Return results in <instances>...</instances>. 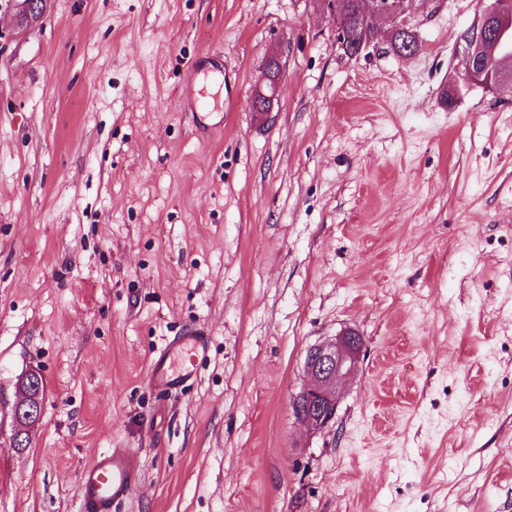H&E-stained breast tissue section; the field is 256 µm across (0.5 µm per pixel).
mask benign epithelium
<instances>
[{
  "label": "benign epithelium",
  "instance_id": "benign-epithelium-1",
  "mask_svg": "<svg viewBox=\"0 0 512 512\" xmlns=\"http://www.w3.org/2000/svg\"><path fill=\"white\" fill-rule=\"evenodd\" d=\"M414 0H363V9L374 19H384L393 30H412L410 19ZM46 0H19V17L39 18ZM501 18L499 7L491 2L471 26L475 35L468 39L459 54L452 83L470 87L479 85L488 91L512 94V69L496 64L488 71L480 66L484 56H496L497 47L492 40L496 21ZM363 342L353 332H344L331 341L313 346L305 360L307 383L301 390L297 405L298 418L308 428L318 430L335 417L339 384L357 369ZM42 405L41 375L37 371L26 373L20 382V395L13 406V419L18 429L13 436L14 445L21 446L25 428L39 420Z\"/></svg>",
  "mask_w": 512,
  "mask_h": 512
}]
</instances>
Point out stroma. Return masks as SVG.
Here are the masks:
<instances>
[{
    "instance_id": "35a3bbf8",
    "label": "stroma",
    "mask_w": 512,
    "mask_h": 512,
    "mask_svg": "<svg viewBox=\"0 0 512 512\" xmlns=\"http://www.w3.org/2000/svg\"><path fill=\"white\" fill-rule=\"evenodd\" d=\"M481 2L416 0L402 58L346 56L324 0H0V512H76L110 448L142 461L119 512H512V98L443 96ZM204 54L230 97L195 118ZM344 330L359 369L312 431L290 401ZM203 89L197 90L193 84H188L180 96V104L185 112H204L208 111V103L205 100ZM205 351V336H177L153 361L148 378L150 386L160 392H172L182 388L195 374L196 358L204 355ZM172 355L180 358L177 369L170 365ZM42 389L44 383L37 371H29L20 382V395L13 406V419L18 429L13 436L14 445L21 447L22 435H25V428L39 420L42 405Z\"/></svg>"
}]
</instances>
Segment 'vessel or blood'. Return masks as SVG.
Wrapping results in <instances>:
<instances>
[{
	"label": "vessel or blood",
	"instance_id": "obj_1",
	"mask_svg": "<svg viewBox=\"0 0 512 512\" xmlns=\"http://www.w3.org/2000/svg\"><path fill=\"white\" fill-rule=\"evenodd\" d=\"M206 351L204 336H179L170 341L153 361L149 383L154 390L172 392L195 374L194 364ZM141 460L128 448H110L81 471L77 512H116L131 499L141 483Z\"/></svg>",
	"mask_w": 512,
	"mask_h": 512
}]
</instances>
